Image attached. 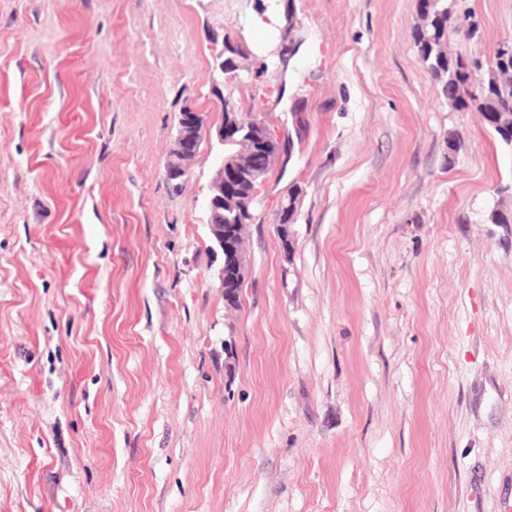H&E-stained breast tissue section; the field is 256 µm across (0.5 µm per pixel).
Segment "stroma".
<instances>
[{"label":"stroma","mask_w":512,"mask_h":512,"mask_svg":"<svg viewBox=\"0 0 512 512\" xmlns=\"http://www.w3.org/2000/svg\"><path fill=\"white\" fill-rule=\"evenodd\" d=\"M266 3L0 0V512H512V154L418 0ZM469 5L489 59L512 0ZM225 99L280 142L232 311L215 155L165 176Z\"/></svg>","instance_id":"35a3bbf8"}]
</instances>
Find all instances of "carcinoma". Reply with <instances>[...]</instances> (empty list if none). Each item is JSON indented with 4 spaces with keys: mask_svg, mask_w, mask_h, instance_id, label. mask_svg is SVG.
Returning <instances> with one entry per match:
<instances>
[{
    "mask_svg": "<svg viewBox=\"0 0 512 512\" xmlns=\"http://www.w3.org/2000/svg\"><path fill=\"white\" fill-rule=\"evenodd\" d=\"M419 7L422 19L426 20L414 34L421 63L437 81L441 94L455 99V111L481 113L502 149L512 152V131L501 129L503 125L512 126V71L504 70L496 76L482 69L483 59L479 57L448 54V34L457 31L453 26L455 18L471 13L467 0H419ZM278 150L275 139L266 142L267 163L261 167V177L243 185L248 207L235 212L224 207V223L250 224L255 220L259 196L254 191L268 177Z\"/></svg>",
    "mask_w": 512,
    "mask_h": 512,
    "instance_id": "carcinoma-1",
    "label": "carcinoma"
}]
</instances>
